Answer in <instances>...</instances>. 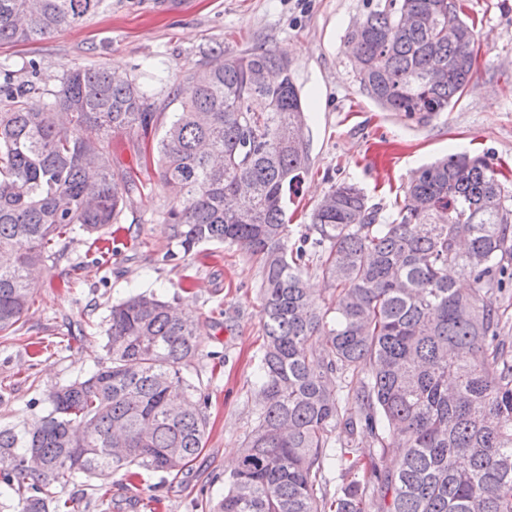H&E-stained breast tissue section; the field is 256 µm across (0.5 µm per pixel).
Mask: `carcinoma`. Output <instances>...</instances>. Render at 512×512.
Returning a JSON list of instances; mask_svg holds the SVG:
<instances>
[{"label": "carcinoma", "mask_w": 512, "mask_h": 512, "mask_svg": "<svg viewBox=\"0 0 512 512\" xmlns=\"http://www.w3.org/2000/svg\"><path fill=\"white\" fill-rule=\"evenodd\" d=\"M103 2L0 0V43L58 33ZM461 14L456 0H377L347 38L362 92L420 122L447 110L475 75V22ZM148 77L68 69L37 101L0 84L11 103L0 111L1 338L22 330L36 273L78 232L105 241L144 189L111 147L117 132L156 126ZM169 95L178 107L157 165L175 201L170 239L185 256L227 243L262 264L258 412L213 512H512V346L498 306L512 282V196L497 172L466 153L424 165L387 219L355 185L332 186L309 227L336 293L326 306L304 287L308 238L291 242L284 204L309 160L288 60L219 56ZM89 126L100 135L84 136ZM104 350L30 427L0 428V483L26 486L21 512H76L61 492L77 478L178 474L203 448L208 396L183 373L200 353L193 316L134 293L112 306ZM360 436L377 448L368 464ZM333 469L342 484L328 499Z\"/></svg>", "instance_id": "obj_1"}]
</instances>
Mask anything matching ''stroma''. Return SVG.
Listing matches in <instances>:
<instances>
[{
    "label": "stroma",
    "instance_id": "1",
    "mask_svg": "<svg viewBox=\"0 0 512 512\" xmlns=\"http://www.w3.org/2000/svg\"><path fill=\"white\" fill-rule=\"evenodd\" d=\"M476 21V75L448 111L419 122L388 112L360 89L346 57V35L369 0H169L149 13L142 0H105L82 23L24 44L0 45V79L52 88L69 68L106 66L142 77L154 66L170 80L199 69L218 52L268 48L291 62L308 105V169L289 193L294 236L331 188L351 183L381 216L393 210L409 173L459 152L484 156L512 191V0H463ZM36 61L30 71L28 61ZM147 193L133 196L113 234L116 253H99L79 236L43 274L25 334L0 339V427H23L49 408L48 394L102 361L113 304L146 289L176 299L198 321L200 354L187 368L209 394L204 446L188 470L149 482L103 473L75 484L81 512H202L218 501L257 412L252 381L262 344L261 268L228 245L206 244L166 260L175 244L165 231L173 204L156 166L142 173ZM108 495L96 509L97 489Z\"/></svg>",
    "mask_w": 512,
    "mask_h": 512
}]
</instances>
